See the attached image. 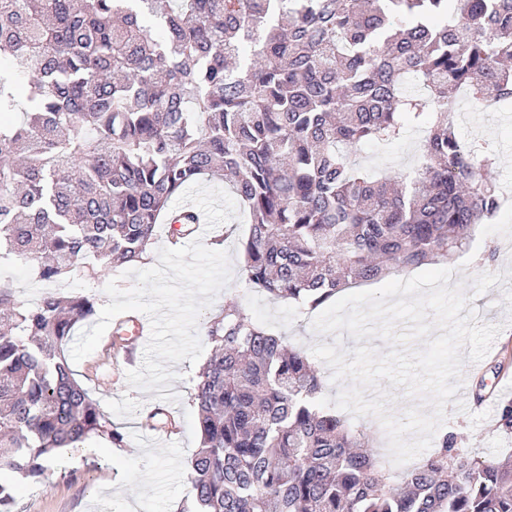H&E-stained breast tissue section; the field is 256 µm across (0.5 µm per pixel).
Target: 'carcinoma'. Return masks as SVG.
<instances>
[{
	"mask_svg": "<svg viewBox=\"0 0 512 512\" xmlns=\"http://www.w3.org/2000/svg\"><path fill=\"white\" fill-rule=\"evenodd\" d=\"M466 90L512 106V0H0V266L54 284L138 261L201 179L247 210L248 288L311 310L350 285L463 251L500 210L493 154L457 137ZM434 115L393 179L349 150ZM95 295L30 306L0 281V469L43 480L62 448L122 435L65 354ZM192 402L200 446L178 512H512V461L450 430L395 484L318 371L233 299ZM498 428L512 433V399ZM15 487L0 482V512Z\"/></svg>",
	"mask_w": 512,
	"mask_h": 512,
	"instance_id": "obj_1",
	"label": "carcinoma"
}]
</instances>
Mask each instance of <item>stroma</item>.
I'll list each match as a JSON object with an SVG mask.
<instances>
[{
    "label": "stroma",
    "instance_id": "35a3bbf8",
    "mask_svg": "<svg viewBox=\"0 0 512 512\" xmlns=\"http://www.w3.org/2000/svg\"><path fill=\"white\" fill-rule=\"evenodd\" d=\"M454 125L464 141L490 144L495 153L491 169L495 183L512 186V107L491 123L477 103L464 98ZM422 139V131L410 127L398 143L359 147L351 158L378 175L396 177L417 164ZM183 196L212 208L214 222L202 241L207 244L213 237L222 238L221 248L231 256L232 280L204 309V316L223 309L224 298L229 295L249 318L282 334L303 351H310L316 344L336 342L347 350L355 348L356 342L349 334L316 332L312 327L314 312L271 301L247 288L236 252L239 239L248 231V220L230 189L205 179L187 187ZM489 245L496 246V259L481 262ZM467 253L476 256L477 261L465 268L461 260ZM467 253L458 252L445 260V267L453 271L452 283H468L482 273L512 270V211L500 210L491 222L481 225ZM470 305L479 322L498 325L501 331L481 361L464 362L460 389L446 406L442 428L461 432L473 455L498 460L512 454V434L500 431L495 413L498 399L512 397V279L473 296ZM111 341V334H104L96 350L75 363L73 370L100 411L122 433L121 446L110 450L105 439L94 437L79 448L60 451L45 479L19 486L16 512H175L189 495L191 460L200 442L191 396L198 365L187 360L172 364L177 378L171 390L178 400L170 411L171 424L147 435L143 432L145 417L159 401L152 393L129 388L127 365L106 363ZM481 379L487 384V399L478 406L472 392Z\"/></svg>",
    "mask_w": 512,
    "mask_h": 512
}]
</instances>
